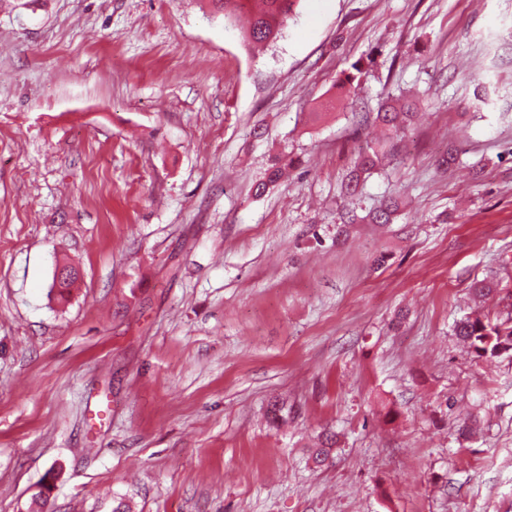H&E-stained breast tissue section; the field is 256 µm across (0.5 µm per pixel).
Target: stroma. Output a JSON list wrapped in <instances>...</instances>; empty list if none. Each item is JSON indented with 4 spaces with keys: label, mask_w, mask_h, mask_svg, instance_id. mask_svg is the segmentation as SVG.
I'll return each mask as SVG.
<instances>
[{
    "label": "stroma",
    "mask_w": 512,
    "mask_h": 512,
    "mask_svg": "<svg viewBox=\"0 0 512 512\" xmlns=\"http://www.w3.org/2000/svg\"><path fill=\"white\" fill-rule=\"evenodd\" d=\"M240 28L208 0H0V512L44 485L43 512H512V351L453 334L512 312V0H302L259 52ZM375 63V59L371 56L367 57L366 60H359L352 64L351 68L355 73L349 72L345 75L342 80V88L349 97H355L359 94L362 89V75L365 70ZM415 109V102L405 96L387 104L381 112L378 113L377 118L379 122L397 134L404 130L410 123ZM388 154L389 151L386 149L385 144H367L355 158V169L348 183V189L354 192L360 183L361 176L363 174H370L373 170L382 166Z\"/></svg>",
    "instance_id": "stroma-1"
}]
</instances>
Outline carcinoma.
<instances>
[{"label":"carcinoma","instance_id":"1","mask_svg":"<svg viewBox=\"0 0 512 512\" xmlns=\"http://www.w3.org/2000/svg\"><path fill=\"white\" fill-rule=\"evenodd\" d=\"M214 8L224 13L226 17L239 15L248 16V24L244 31L245 39L255 45H266L281 37L288 20L296 12L300 0H260L257 10L250 8L252 0H211ZM375 63V59L367 57L352 64V72L345 75L342 88L349 97L359 94L362 86V75L365 70ZM415 102L405 96L387 104L378 113V121L391 131L398 133L410 123ZM389 151L381 143L368 145L360 151L354 161V173L348 183V189L356 190L361 176L369 174L383 165ZM286 165L277 160L267 170L265 179L255 188V194H263L268 186L279 181L285 172ZM400 201L391 199L381 209L370 216L374 224H390L397 216ZM67 274L52 284L51 290L60 298H65L79 280V269L72 264L62 265ZM454 335L469 349L470 353L479 360H491L501 354L512 351V312L506 316L490 318L486 314H477L455 323Z\"/></svg>","mask_w":512,"mask_h":512}]
</instances>
